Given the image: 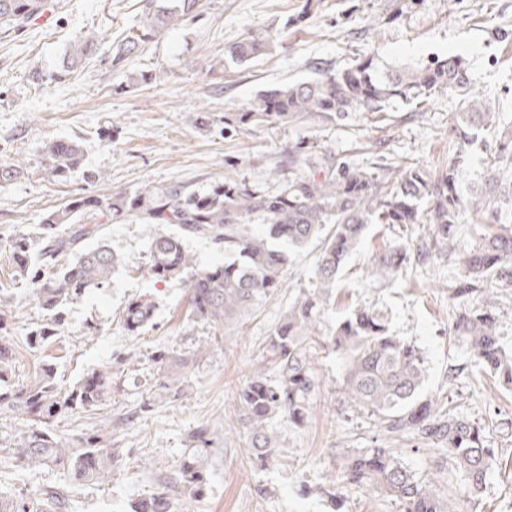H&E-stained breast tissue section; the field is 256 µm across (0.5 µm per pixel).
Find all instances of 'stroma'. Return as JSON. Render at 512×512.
<instances>
[{"mask_svg": "<svg viewBox=\"0 0 512 512\" xmlns=\"http://www.w3.org/2000/svg\"><path fill=\"white\" fill-rule=\"evenodd\" d=\"M305 0H203L201 16L146 45L132 57V70L153 72L150 84L130 87L123 72L86 61L63 83L34 90L29 72L52 70L81 35L103 42L120 39L143 11V0H51L36 25L0 36V163L22 158L21 176L0 185V300L6 335L16 348V374L32 375L40 363H53L61 385L94 370L111 369L112 392L104 405L56 418V434H90L120 416L139 413L136 424L115 431L118 447L133 454L112 476L94 485L79 483L63 470H0V496L43 503L59 492L65 512H131L155 487L157 474L176 470L190 434L208 425L212 439L207 458L208 490L198 502L178 495V512H331L325 497L301 495L300 484H339V464L354 448L378 435L373 421L343 404L340 389L345 363L331 349L313 354L319 388L308 422L275 425L279 457L257 470L247 452L249 438L235 412L238 388L260 359L273 324L306 287L317 244L292 258L288 286L267 299L233 335L213 337L188 320L183 288L173 281L143 276L153 236L172 225L146 224L137 217L106 225L104 236L120 264L104 288L89 291L69 305L63 332L34 349L28 336L44 320L30 282L16 279L9 246L22 234L35 235L41 218L77 194H96L101 185L90 173L107 174L112 190L132 192L144 184L183 185L201 190L225 176L263 190L278 188L272 176L284 149L300 141L316 143L364 168L417 162L430 170L448 163V123L459 95L446 91L417 110L397 105L383 122L371 113L352 112L335 123L304 121L266 125L247 132L224 131L225 113L248 106L262 90L310 77L309 65L322 61L344 68L362 53L382 64L421 68L435 59L463 56L473 94L512 121V0H321L302 15ZM292 26H285V19ZM281 28L272 53L242 67H215L211 61L226 46L258 28ZM209 123L195 126L198 112ZM112 122V144L98 130ZM52 139L82 142L84 166L66 181L52 179L42 165V150ZM393 235L372 225L348 259L338 282L332 318L361 303L384 309L398 336L417 346L426 359L425 395L461 406L484 426L497 463L479 504L452 498L451 512H512V389L497 376L475 370L452 336L455 302L449 286L461 276L457 258L409 268L403 282L380 287L363 275L368 256L388 246ZM155 295L153 326L136 336L123 328L127 303ZM169 347L192 357L185 396L151 400L156 382L155 352ZM131 354L133 365L113 369L116 354ZM462 370L457 385L448 372ZM338 512H399L390 497L367 487L339 485Z\"/></svg>", "mask_w": 512, "mask_h": 512, "instance_id": "35a3bbf8", "label": "stroma"}]
</instances>
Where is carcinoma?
<instances>
[{
    "label": "carcinoma",
    "mask_w": 512,
    "mask_h": 512,
    "mask_svg": "<svg viewBox=\"0 0 512 512\" xmlns=\"http://www.w3.org/2000/svg\"><path fill=\"white\" fill-rule=\"evenodd\" d=\"M49 0H0V31H21L48 11ZM202 0H145L133 32L104 54L110 68L122 70L145 45L201 16ZM278 32L272 28L249 33L224 48L221 64L244 65L272 51ZM97 36H80L59 60L51 77L38 70L28 75L32 86L52 78L65 79L85 59L98 53ZM312 77L257 94L240 112L224 114V131L244 132L269 124L298 121L335 122L349 112L384 113L394 104L421 106L452 87L461 93L459 111L452 113L448 139L456 148L448 165L437 171L409 163L398 170L376 172L356 167L318 149L301 144L283 152L277 166L281 180L274 194L232 177L203 192L173 184L128 194L107 192L76 195L64 206L47 211L37 236L15 238L10 251L15 272L37 288V303L46 321L30 333L37 348L61 334L68 306L91 288L109 283L120 258L102 239L103 225L127 215L149 224H173L149 244L143 273L160 281H175L185 289L191 321L216 331H228L257 310L272 293L284 288L293 253L320 243L312 280L289 303L272 327L258 361L237 391L238 419L249 438L254 464L276 462L278 446L273 422L303 426L310 414L319 381L312 366L318 329L331 307L336 285L348 256L364 241L373 224L399 225L403 238L373 253L366 278L377 285L398 279L413 265H428L459 250L457 224L471 206L481 224L498 229L463 250L464 279L452 286L459 302L455 339L466 346L472 366L492 370L512 384V356L503 348L497 302L485 296L487 286L512 290V225L500 221L501 206H512V190L502 191L504 177L512 179V125L503 129L487 158L482 186L462 194L459 175L470 160V147L486 127L497 123L495 113L470 93L468 66L463 58L435 61L421 69L381 70L371 56L342 69L311 65ZM82 144L57 139L45 144L43 165L60 181L81 167ZM424 225L428 235L417 233ZM97 237L94 244L88 243ZM206 238L224 249V264L201 267L187 249V240ZM157 301L150 294L131 299L123 314L125 331L136 336L153 323ZM326 346L346 366L341 395L348 406L373 418L380 437L356 448L342 460L339 478L345 484L375 487L399 504L402 512H446L445 489L437 479L418 478L394 454L392 445L417 439L441 455L436 472L446 469L460 481L469 501L484 492L497 462L485 427L464 416L458 407L422 395L425 357L412 343L394 334L382 310L360 304L336 324ZM158 378L155 397L176 398L185 392L181 369L189 358L174 349L154 356ZM16 352L10 337L0 334V409L23 421L19 442L0 450V464L28 468L58 467L82 483H99L126 456L114 447L112 432L64 438L50 424L61 414L103 405L109 398L112 371L94 370L73 385L59 383L54 365L43 362L32 378L18 381ZM208 427L189 436V452L178 469L131 512H176L172 493L197 500L208 488ZM37 511L30 503L0 500V512H61L65 499L54 492Z\"/></svg>",
    "instance_id": "obj_1"
}]
</instances>
